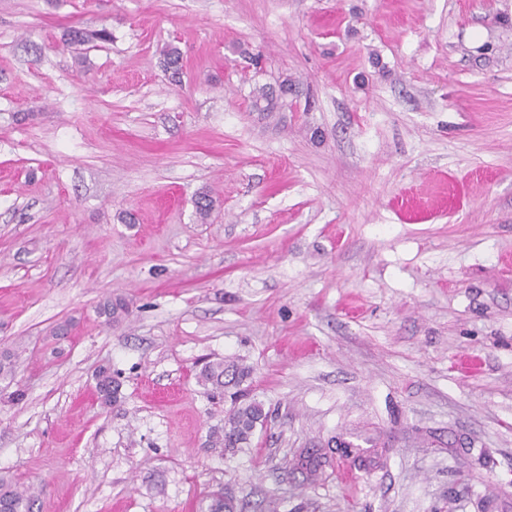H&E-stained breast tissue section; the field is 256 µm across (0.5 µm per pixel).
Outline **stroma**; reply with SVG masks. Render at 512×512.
Listing matches in <instances>:
<instances>
[{
  "instance_id": "obj_1",
  "label": "stroma",
  "mask_w": 512,
  "mask_h": 512,
  "mask_svg": "<svg viewBox=\"0 0 512 512\" xmlns=\"http://www.w3.org/2000/svg\"><path fill=\"white\" fill-rule=\"evenodd\" d=\"M4 348L38 512H512V0H0ZM221 358L271 413L233 457ZM339 438L383 465L290 470ZM295 81L288 75L283 77L278 86V94L270 87L254 88L251 92V105L254 111L270 117L274 112L280 110V100L282 97L288 96V92L292 93L295 89ZM95 379L100 405L110 407L117 403L120 394V383L112 376V371L108 368H100ZM334 451L331 448H302L290 465L294 471L303 475L307 484L316 483L322 479L326 468L331 466L329 452ZM207 498L210 500L209 512H242L234 492L227 485H224V490L210 492Z\"/></svg>"
}]
</instances>
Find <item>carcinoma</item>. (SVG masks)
I'll return each mask as SVG.
<instances>
[{"label":"carcinoma","mask_w":512,"mask_h":512,"mask_svg":"<svg viewBox=\"0 0 512 512\" xmlns=\"http://www.w3.org/2000/svg\"><path fill=\"white\" fill-rule=\"evenodd\" d=\"M92 39L107 41L110 33L99 30L94 34L73 28L63 40V46L80 45ZM295 89V81L285 76L280 81L278 90L270 87H258L251 92V105L254 111L270 117L280 110L281 98ZM129 312V306L122 297L108 298L100 304L98 313L111 322ZM15 354L9 350L0 352V379L13 377ZM251 368L235 360L207 362L197 373L199 386L212 396H227L231 407L224 415L223 424L212 428L207 439V447L222 448L224 453L234 455L252 445L256 430L267 424L271 417L262 402L247 397L241 386L250 378ZM96 392L101 406L110 407L117 403L120 383L112 376L108 368L98 370ZM329 448H303L292 461L293 470L301 473L306 483H315L322 479L326 468L331 466ZM336 452L349 459L357 469L370 471L377 467L383 451L377 447L361 448L350 441L337 440ZM210 500L209 512H242L232 489L228 486L212 491L207 495ZM37 496L29 488L4 478H0V512H34Z\"/></svg>","instance_id":"obj_1"}]
</instances>
